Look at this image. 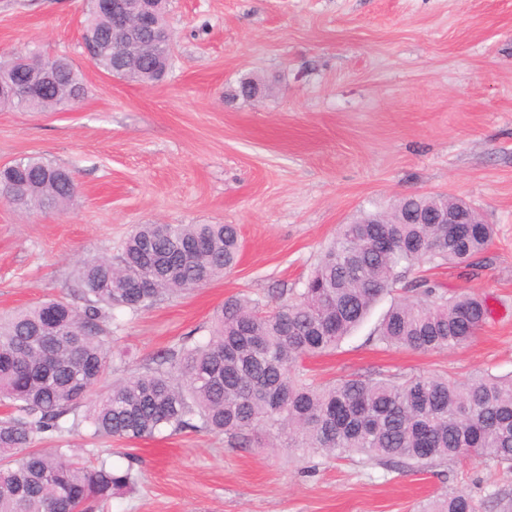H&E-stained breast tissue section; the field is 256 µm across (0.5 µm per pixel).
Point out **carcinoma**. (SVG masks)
<instances>
[{"instance_id": "cac0c4a2", "label": "carcinoma", "mask_w": 512, "mask_h": 512, "mask_svg": "<svg viewBox=\"0 0 512 512\" xmlns=\"http://www.w3.org/2000/svg\"><path fill=\"white\" fill-rule=\"evenodd\" d=\"M148 33L116 29L88 0L83 39L97 43L92 63L121 69L123 52L138 59L132 78L158 81L162 64L143 43ZM54 83L31 97L3 102L45 112L83 100L82 75L63 56H45ZM259 79L239 81L231 97L251 99ZM77 193L73 173L39 157L0 170V197L15 208L64 213ZM454 204L451 197L409 195L384 213L339 225L304 288L269 308L237 296L216 310L204 343L188 337L112 382L88 413L78 409L103 381L113 312L132 314L166 294L198 288L232 269L242 248L234 224H139L118 262L81 263L74 296L53 298L0 318V512H96L134 489L133 464L69 454L65 434L81 423L103 439L140 440L166 428L209 429L240 445L279 442L336 459H395L418 470L456 459L462 450L512 469V375L465 379L432 374L353 377L318 385L301 362L334 351L372 306L421 262L482 267L490 224H418ZM415 297L388 310L376 341L433 351L468 344L487 322L476 296L449 297L428 278L409 283ZM123 358L122 353L114 354ZM56 442L34 449L37 436ZM423 512H477L463 491L440 494Z\"/></svg>"}]
</instances>
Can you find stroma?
Wrapping results in <instances>:
<instances>
[{
    "label": "stroma",
    "mask_w": 512,
    "mask_h": 512,
    "mask_svg": "<svg viewBox=\"0 0 512 512\" xmlns=\"http://www.w3.org/2000/svg\"><path fill=\"white\" fill-rule=\"evenodd\" d=\"M85 0H0V53L66 56L88 94L48 112L0 109V164L39 156L73 171L66 215L0 201V313L70 296L83 259L116 257L138 224H235L236 267L138 313H114L108 379L185 337L204 342L240 295L274 305L302 288L339 225L408 195L467 201L494 228L475 277L426 268L447 295L486 299L459 348L387 349L384 297L315 381L378 373L512 374V0H170L174 64L160 82L108 76L80 45ZM265 98L229 99L240 78ZM139 481L101 512H422L468 493L512 512V471L461 457L416 471L284 448L239 447L203 429L112 441Z\"/></svg>",
    "instance_id": "1"
}]
</instances>
